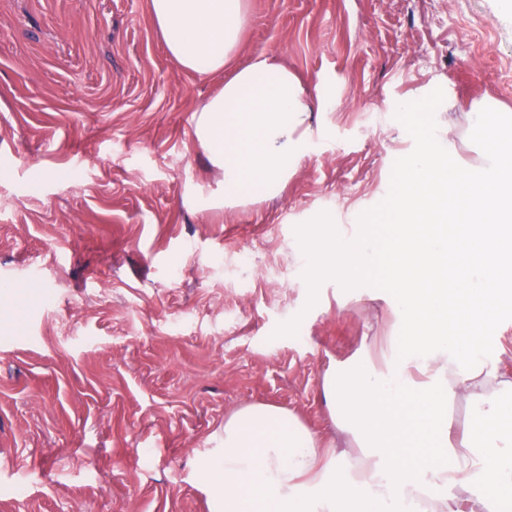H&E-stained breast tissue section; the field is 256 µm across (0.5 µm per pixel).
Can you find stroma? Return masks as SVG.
<instances>
[{
    "label": "stroma",
    "instance_id": "1",
    "mask_svg": "<svg viewBox=\"0 0 512 512\" xmlns=\"http://www.w3.org/2000/svg\"><path fill=\"white\" fill-rule=\"evenodd\" d=\"M504 2L248 0L239 63L328 105L280 197L206 210L195 110L223 73L176 66L149 0H0V512H210L195 466L234 410L332 432L324 371L389 328L310 288L299 234L393 233L400 130L439 122L399 104L512 106Z\"/></svg>",
    "mask_w": 512,
    "mask_h": 512
}]
</instances>
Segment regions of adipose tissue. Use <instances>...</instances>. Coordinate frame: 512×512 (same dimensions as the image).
<instances>
[{
    "instance_id": "obj_1",
    "label": "adipose tissue",
    "mask_w": 512,
    "mask_h": 512,
    "mask_svg": "<svg viewBox=\"0 0 512 512\" xmlns=\"http://www.w3.org/2000/svg\"><path fill=\"white\" fill-rule=\"evenodd\" d=\"M247 9L248 0H151L176 65L226 74L196 110V141L224 184L193 195L207 209L281 196L323 106L276 56L235 65ZM447 127L482 145L483 176L451 172L444 135L423 138L399 161L394 236L325 226L301 238L311 287L359 285L385 262L394 285L393 335L364 341L322 376L340 445L278 405L237 409L220 449L196 465L211 512H512V374L486 354L497 307L512 305V107L480 101ZM453 401L470 409L458 436Z\"/></svg>"
}]
</instances>
